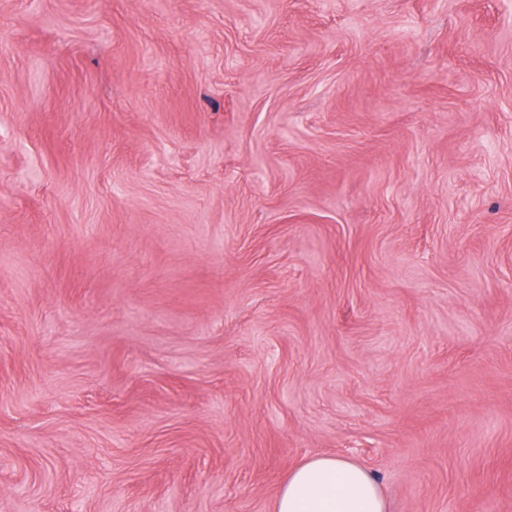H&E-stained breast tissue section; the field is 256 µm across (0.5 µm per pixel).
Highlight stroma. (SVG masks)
Returning a JSON list of instances; mask_svg holds the SVG:
<instances>
[{"mask_svg": "<svg viewBox=\"0 0 512 512\" xmlns=\"http://www.w3.org/2000/svg\"><path fill=\"white\" fill-rule=\"evenodd\" d=\"M512 512V0H0V512ZM273 512H388V506L369 471L352 460L319 455L288 472Z\"/></svg>", "mask_w": 512, "mask_h": 512, "instance_id": "35a3bbf8", "label": "stroma"}]
</instances>
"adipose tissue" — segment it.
<instances>
[{"label":"adipose tissue","mask_w":512,"mask_h":512,"mask_svg":"<svg viewBox=\"0 0 512 512\" xmlns=\"http://www.w3.org/2000/svg\"><path fill=\"white\" fill-rule=\"evenodd\" d=\"M273 512H388V506L369 471L348 459L319 455L288 472Z\"/></svg>","instance_id":"obj_1"}]
</instances>
